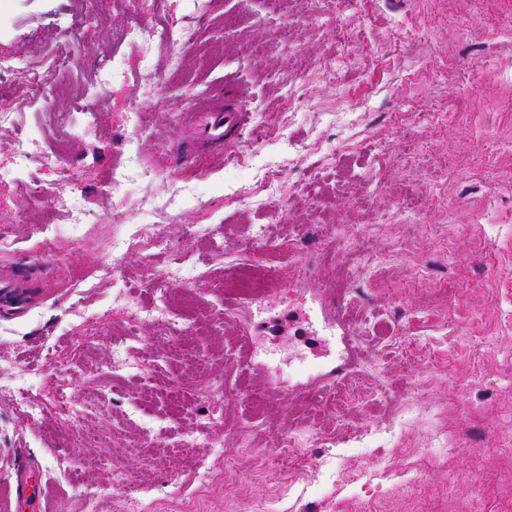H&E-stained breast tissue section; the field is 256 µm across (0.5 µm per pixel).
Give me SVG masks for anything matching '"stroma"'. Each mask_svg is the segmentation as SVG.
I'll list each match as a JSON object with an SVG mask.
<instances>
[{
    "label": "stroma",
    "mask_w": 512,
    "mask_h": 512,
    "mask_svg": "<svg viewBox=\"0 0 512 512\" xmlns=\"http://www.w3.org/2000/svg\"><path fill=\"white\" fill-rule=\"evenodd\" d=\"M82 0H0V57L40 71L69 38L67 92L33 85L23 99L0 72V272L47 269L23 309L0 310V381L48 398L72 387L79 429L21 420L0 399V512H21L10 494L16 449H25L41 512H87L85 491L123 472L148 486L151 512H389L397 496L410 512H502L512 485V0H99L96 14L67 31ZM186 23L180 45H143L133 20ZM120 54L125 75L101 69ZM240 91L249 134L227 152L185 159L176 144L196 113L225 89ZM94 114L74 140L62 118L74 101ZM295 115L285 119L286 108ZM139 111L131 128L126 115ZM281 129L268 140L267 128ZM30 138L26 168L11 145ZM158 167L151 181L117 184L128 146ZM53 154L43 165L44 154ZM77 187L94 224H68L50 199L22 193L16 177ZM160 225L168 255L118 248L137 225ZM340 225L360 234L345 263L367 297L336 290L337 259L308 252L286 288L255 323L254 362L240 370L237 323L224 321V252L253 233L293 234ZM194 265L190 289L165 297L184 324L185 350L168 352L160 326L127 321L128 301L155 305L144 275ZM368 331L365 388L385 391L374 415L387 417L407 392L437 404V426L420 422L392 448L384 436L341 445L318 470L289 477L283 451L256 435L225 481L200 487L209 448L178 446L180 431L205 422L226 440V422H287L317 374L342 365V334L322 308ZM148 339L157 360L145 377L108 368L113 335ZM195 373L218 377L224 400L197 401L169 388ZM260 399L258 413L238 400ZM471 439L468 457L432 447L434 428ZM63 458L68 474L51 468Z\"/></svg>",
    "instance_id": "stroma-1"
}]
</instances>
